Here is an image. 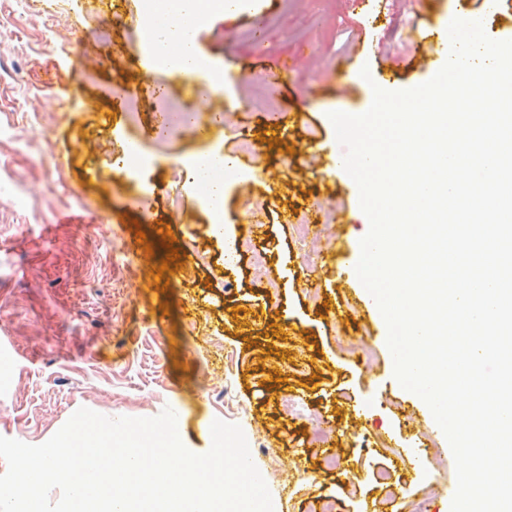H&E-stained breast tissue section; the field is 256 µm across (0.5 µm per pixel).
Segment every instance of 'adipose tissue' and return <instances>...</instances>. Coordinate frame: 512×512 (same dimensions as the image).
<instances>
[{
	"mask_svg": "<svg viewBox=\"0 0 512 512\" xmlns=\"http://www.w3.org/2000/svg\"><path fill=\"white\" fill-rule=\"evenodd\" d=\"M224 6L225 0H154L152 12L159 25L150 48L155 59L185 76L207 79L211 90L219 91V83L203 68L194 44L180 33L177 23L197 24L205 13L223 11Z\"/></svg>",
	"mask_w": 512,
	"mask_h": 512,
	"instance_id": "ef3b65f1",
	"label": "adipose tissue"
}]
</instances>
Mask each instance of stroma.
Wrapping results in <instances>:
<instances>
[{
	"label": "stroma",
	"mask_w": 512,
	"mask_h": 512,
	"mask_svg": "<svg viewBox=\"0 0 512 512\" xmlns=\"http://www.w3.org/2000/svg\"><path fill=\"white\" fill-rule=\"evenodd\" d=\"M83 2L0 0V436L36 445L82 407L109 417L168 407L197 454L215 420L238 425L273 512H317L324 498L335 512H409L421 499L451 512L450 446L386 366L374 298L349 282L369 225L355 181L328 169L342 151L329 114L365 112L373 86L430 80L471 0H244L197 29L205 62L240 77L202 101L162 67L134 76L126 22L143 0H109L108 18ZM75 91L90 109L71 123ZM267 97L276 108L260 107ZM188 106L212 125L209 139L165 131ZM297 111L302 123L287 121ZM131 137L154 159L134 175L113 165ZM267 137L296 147L274 169ZM245 139L253 153L239 151ZM213 150L239 174L224 186V239L174 166ZM84 210L98 224L59 221ZM295 212L311 224L303 245L284 221ZM167 231L189 274L159 273L139 250ZM248 237L268 253L264 278L235 251ZM307 250L315 267L302 263ZM290 397L322 420L324 443H308L310 422L284 411ZM328 456L337 469H322ZM383 469L393 491L376 481Z\"/></svg>",
	"instance_id": "stroma-1"
}]
</instances>
